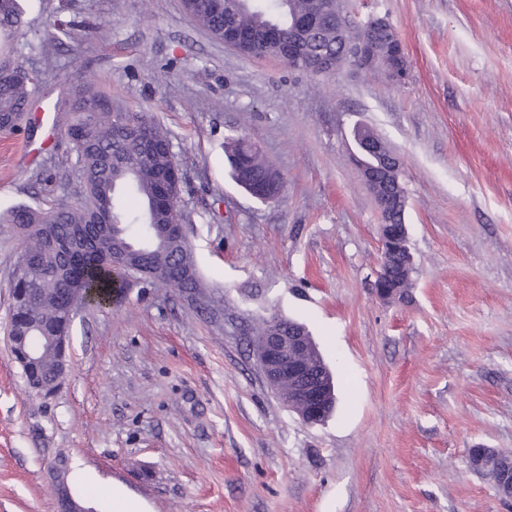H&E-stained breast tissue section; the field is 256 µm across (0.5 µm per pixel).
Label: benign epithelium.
I'll list each match as a JSON object with an SVG mask.
<instances>
[{
	"label": "benign epithelium",
	"instance_id": "7a95c632",
	"mask_svg": "<svg viewBox=\"0 0 512 512\" xmlns=\"http://www.w3.org/2000/svg\"><path fill=\"white\" fill-rule=\"evenodd\" d=\"M322 21L319 15L298 17L288 36L276 35L271 39L275 57L288 60V66L296 67L302 48L298 40L300 32L317 26ZM382 18H371L359 27L358 35L349 36V27L342 12H336V40L347 48V64L366 71L382 74L390 82L398 83L406 79L409 71L407 53L399 39L386 45L371 40L368 33L385 27ZM341 69L337 60L313 56L306 62V71L315 75H329ZM364 184L374 195L381 214L386 215L392 207L406 209L407 194L402 193L392 199L387 194L378 193L380 172L362 165L357 159ZM382 248L400 255L401 263L394 268L381 265L377 274L379 283L375 288L384 298L399 292L397 288H386L383 283H391L401 272L413 266V258L408 247L406 225L393 228L389 224L380 225ZM84 304L103 306L110 301L89 288L71 299L68 309L73 310ZM38 323L28 322L19 325L9 336L11 352L22 367L27 385L38 394L49 395L58 386L66 370V351L70 337L42 336ZM259 369L271 389H273L300 417L310 425L323 421L334 403L332 374L324 362L312 337L307 331L296 328L274 336L257 337L256 349ZM501 491L512 498V465L494 473Z\"/></svg>",
	"mask_w": 512,
	"mask_h": 512
}]
</instances>
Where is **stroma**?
<instances>
[{"mask_svg":"<svg viewBox=\"0 0 512 512\" xmlns=\"http://www.w3.org/2000/svg\"><path fill=\"white\" fill-rule=\"evenodd\" d=\"M13 46L40 61L33 105L91 76L168 131L198 293L128 279L80 309L56 393H32L7 336L21 248L0 224V512H57V473L86 512L121 490L145 512H512L481 446L512 456V0H344L351 27L388 22L410 74L391 83L251 58L199 28L182 0H19ZM71 39H53L58 23ZM108 27L110 36L92 37ZM166 81H154L158 70ZM403 159L415 270L379 298L380 213L353 132ZM243 136L285 184L270 201L233 180ZM0 137V212L78 183L63 129ZM278 316L309 330L336 405L301 421L260 373Z\"/></svg>","mask_w":512,"mask_h":512,"instance_id":"1","label":"stroma"}]
</instances>
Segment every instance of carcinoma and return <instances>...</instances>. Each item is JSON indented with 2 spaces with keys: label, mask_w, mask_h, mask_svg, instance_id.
Listing matches in <instances>:
<instances>
[{
  "label": "carcinoma",
  "mask_w": 512,
  "mask_h": 512,
  "mask_svg": "<svg viewBox=\"0 0 512 512\" xmlns=\"http://www.w3.org/2000/svg\"><path fill=\"white\" fill-rule=\"evenodd\" d=\"M325 0H186L184 9L202 29L217 39L235 28L260 43L265 35L286 33L294 17L321 10ZM336 13L305 41L314 50L343 57L336 45ZM23 22L16 0H0V32L15 39ZM30 57L0 52V135L14 133L28 115L37 92L30 74ZM65 130L80 187L76 200L63 197L42 208L19 205L0 215L1 224L22 231V247L14 264L13 287L27 294L25 305L14 307L9 326L29 320L53 335L69 326L60 322L68 288H97L112 292V254L134 249L135 269L163 274L146 282L179 292L201 287L188 242L177 236L159 242L156 225L171 224L179 209L182 169L171 150L168 132L147 112L132 111L86 80L72 89L63 107ZM225 148L236 182L261 200L272 191L266 164L244 137L227 139ZM168 182L169 205L157 197L161 179Z\"/></svg>",
  "instance_id": "carcinoma-1"
}]
</instances>
